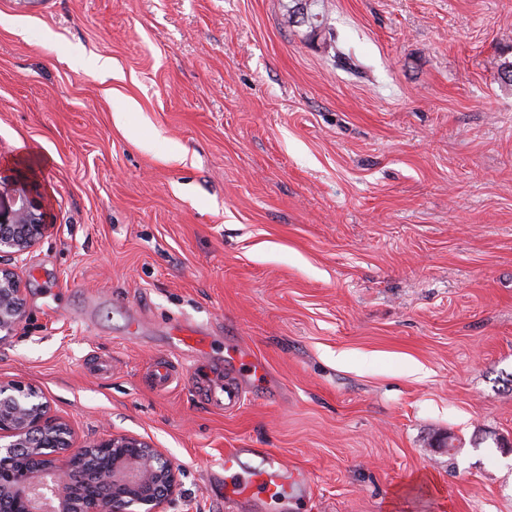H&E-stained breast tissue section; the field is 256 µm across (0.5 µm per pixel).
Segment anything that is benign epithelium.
<instances>
[{
  "mask_svg": "<svg viewBox=\"0 0 512 512\" xmlns=\"http://www.w3.org/2000/svg\"><path fill=\"white\" fill-rule=\"evenodd\" d=\"M5 196L11 204H0V257L23 262L44 234V211L26 186L0 174ZM24 313L18 275L0 267V332L11 333ZM19 453L25 466L15 477L10 466ZM78 471L110 486L112 495L75 500ZM178 490L177 467L149 443L108 434L79 447L36 386L0 383V507L8 500L12 512H165Z\"/></svg>",
  "mask_w": 512,
  "mask_h": 512,
  "instance_id": "7a95c632",
  "label": "benign epithelium"
}]
</instances>
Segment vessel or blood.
<instances>
[{
  "label": "vessel or blood",
  "mask_w": 512,
  "mask_h": 512,
  "mask_svg": "<svg viewBox=\"0 0 512 512\" xmlns=\"http://www.w3.org/2000/svg\"><path fill=\"white\" fill-rule=\"evenodd\" d=\"M173 340L191 352L202 351L206 337L203 331L190 323H179L170 328ZM244 451L228 448L224 451V495L228 501L237 502L256 494L278 501L293 497L306 486L308 476L303 469H285L276 457H269L263 468H250L243 462Z\"/></svg>",
  "instance_id": "vessel-or-blood-1"
}]
</instances>
